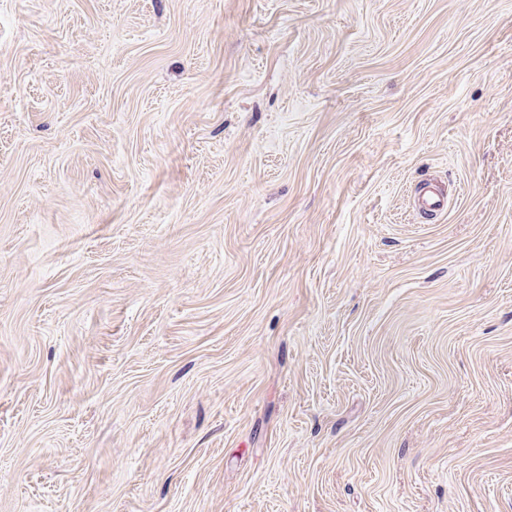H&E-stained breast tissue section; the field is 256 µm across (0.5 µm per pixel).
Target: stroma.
Returning a JSON list of instances; mask_svg holds the SVG:
<instances>
[{
  "label": "stroma",
  "mask_w": 512,
  "mask_h": 512,
  "mask_svg": "<svg viewBox=\"0 0 512 512\" xmlns=\"http://www.w3.org/2000/svg\"><path fill=\"white\" fill-rule=\"evenodd\" d=\"M0 512H512V0H0ZM446 204L447 196L433 182L427 183L415 200L416 208L424 212L434 213L442 211Z\"/></svg>",
  "instance_id": "obj_1"
}]
</instances>
